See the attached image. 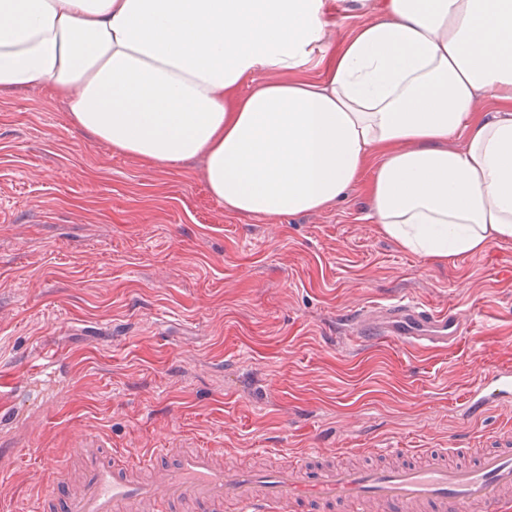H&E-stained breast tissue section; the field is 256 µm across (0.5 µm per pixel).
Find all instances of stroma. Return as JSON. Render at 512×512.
Listing matches in <instances>:
<instances>
[{"mask_svg": "<svg viewBox=\"0 0 512 512\" xmlns=\"http://www.w3.org/2000/svg\"><path fill=\"white\" fill-rule=\"evenodd\" d=\"M330 209L233 216L193 160L152 165L76 130L46 84L0 95V504L41 492L93 433L114 454L485 448L512 407L455 403L512 365V243L448 265ZM398 300L474 319L448 350L355 344L345 316Z\"/></svg>", "mask_w": 512, "mask_h": 512, "instance_id": "1", "label": "stroma"}]
</instances>
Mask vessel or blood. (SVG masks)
Here are the masks:
<instances>
[{"instance_id":"vessel-or-blood-1","label":"vessel or blood","mask_w":512,"mask_h":512,"mask_svg":"<svg viewBox=\"0 0 512 512\" xmlns=\"http://www.w3.org/2000/svg\"><path fill=\"white\" fill-rule=\"evenodd\" d=\"M473 326L447 310L397 301L345 318L362 343H388L424 352L456 345ZM471 418L512 403V371L479 377L461 398ZM82 481L70 489L58 477L44 489L57 512H512V448H492L476 462H450L444 448H421L415 463L387 468L350 465L345 454L328 463L309 454L271 468L226 463L213 448H164L129 453L74 448Z\"/></svg>"}]
</instances>
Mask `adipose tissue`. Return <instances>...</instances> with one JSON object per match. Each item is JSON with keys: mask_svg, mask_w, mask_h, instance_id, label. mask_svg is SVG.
Returning a JSON list of instances; mask_svg holds the SVG:
<instances>
[{"mask_svg": "<svg viewBox=\"0 0 512 512\" xmlns=\"http://www.w3.org/2000/svg\"><path fill=\"white\" fill-rule=\"evenodd\" d=\"M37 83L117 153L202 159L226 213L360 184L405 252L512 243V0H383L343 37L327 0H0V94Z\"/></svg>", "mask_w": 512, "mask_h": 512, "instance_id": "1", "label": "adipose tissue"}]
</instances>
